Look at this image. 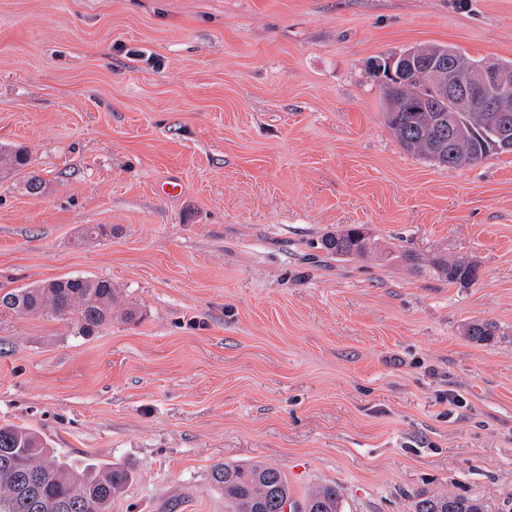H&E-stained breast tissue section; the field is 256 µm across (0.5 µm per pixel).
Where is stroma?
<instances>
[{"instance_id": "1", "label": "stroma", "mask_w": 512, "mask_h": 512, "mask_svg": "<svg viewBox=\"0 0 512 512\" xmlns=\"http://www.w3.org/2000/svg\"><path fill=\"white\" fill-rule=\"evenodd\" d=\"M432 44L512 62V0H0V292L120 300L92 336L0 308V425L127 467L111 512H225L211 465L254 461L344 512H512V155L405 152L369 70ZM352 225L375 254L322 247ZM429 262L435 268L439 277L450 284L468 286L477 277V268L469 260H448L447 258L435 257ZM464 335L467 339L478 345H488L500 338L496 327L484 321H471L465 328ZM412 512H488L485 501L459 493L422 492L411 502Z\"/></svg>"}]
</instances>
